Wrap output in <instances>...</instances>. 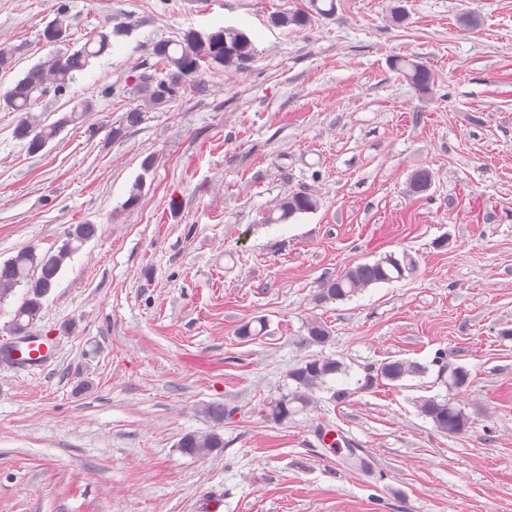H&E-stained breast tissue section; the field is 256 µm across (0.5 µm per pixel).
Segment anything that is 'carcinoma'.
Instances as JSON below:
<instances>
[{"instance_id": "carcinoma-1", "label": "carcinoma", "mask_w": 512, "mask_h": 512, "mask_svg": "<svg viewBox=\"0 0 512 512\" xmlns=\"http://www.w3.org/2000/svg\"><path fill=\"white\" fill-rule=\"evenodd\" d=\"M336 10V0H308L305 5L278 11L271 15V25L305 31L315 19L328 17ZM71 17L67 5L56 9L55 17L42 30L40 37L50 51L32 66L13 86L0 93V108L19 113L15 127L16 137L27 141L31 153L42 151L69 123L81 119L94 108L91 100L77 103L70 113L51 124L42 123L32 115V106L42 96L54 93L63 95L71 84L90 65L112 48V39L123 32V26L96 29L87 42L76 49L71 45ZM21 48L0 46V71H12ZM256 47L251 37L234 27H221L209 32L189 29L176 40H161L154 43L152 55L159 66H147L135 76L134 89L145 96L149 104L158 109L178 97L182 90L193 86L203 90L200 78L202 65L219 66L229 71H242L253 60ZM391 68L398 72L417 91L427 93L435 85L436 76L431 68L409 57L397 56L391 60ZM145 120V111L133 108L124 113L118 126L111 129L114 139L122 137L127 130ZM432 174L427 169L415 171L407 183L411 196L427 191ZM319 207V198L309 189L292 191L276 200L264 216L266 224H284L292 218L314 212ZM97 234L95 224H75L66 232L62 246L55 251L40 252L34 245L20 249L14 256L0 263V303L23 289L19 305L8 325L12 336H26L29 329L40 318L43 301L55 288L58 277L68 261ZM417 269L415 258L404 251L400 255L388 253L373 262L350 266L334 277L323 279L314 296V303L323 304L349 300L365 289L382 283L402 280ZM266 323L262 319L246 322L238 329V336L254 339L264 334ZM305 334L301 344L306 347L324 346L331 341V330L326 322L311 317L304 324ZM453 352L440 350L432 365L438 367L437 379L446 386L448 395L422 397L416 400L419 413L433 422L441 433L455 436L468 428L469 418L462 409L454 405L450 393H459L469 387L471 372L451 362ZM429 368L411 360L395 359L382 363L377 368V378L391 383L410 377H421ZM348 372V366L330 356L311 354L300 360L288 372L292 388L270 400L265 416L276 424H284L292 417L307 411L315 403V393L326 391L330 400H343L349 396L345 389L330 386L336 376ZM179 452L191 458H201L219 453L224 449V439L215 430L199 434L187 432L177 442Z\"/></svg>"}]
</instances>
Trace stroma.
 <instances>
[{
    "instance_id": "obj_1",
    "label": "stroma",
    "mask_w": 512,
    "mask_h": 512,
    "mask_svg": "<svg viewBox=\"0 0 512 512\" xmlns=\"http://www.w3.org/2000/svg\"><path fill=\"white\" fill-rule=\"evenodd\" d=\"M301 2L0 0V44L23 49L1 92L45 56L60 4L78 41L108 19L128 27L64 96L37 100L48 124L95 102L41 152L0 110V262L98 228L32 328L53 339L48 365L0 364V512H512V0H403L400 27L392 0H336L306 32L271 25ZM468 11L477 28L460 26ZM224 26L251 36L247 68L206 67L205 92L112 139L142 104L133 80L154 42ZM394 55L432 68L433 91L392 71ZM420 168L433 182L413 197ZM303 188L316 211L264 223ZM402 251L412 277L314 307L324 278ZM314 314L351 395L273 423L263 405L310 355L299 339ZM260 317L263 336H237ZM446 348L472 374L454 437L415 406L445 393L430 364ZM394 359L429 371L376 379ZM212 402L232 411L217 427L201 412ZM327 423L372 472L331 455ZM213 429L221 454L178 451L183 433Z\"/></svg>"
}]
</instances>
